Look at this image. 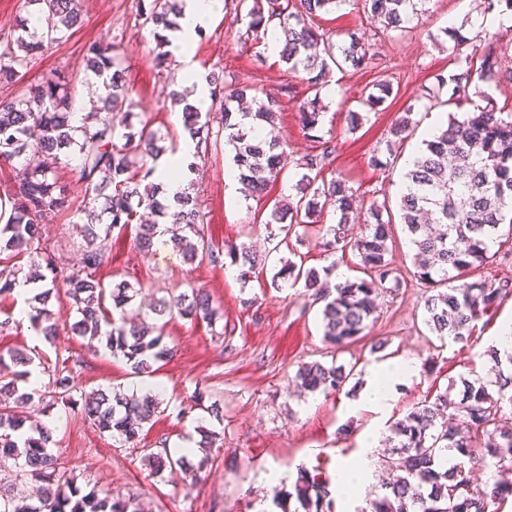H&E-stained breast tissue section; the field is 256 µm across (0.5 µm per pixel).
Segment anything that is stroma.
I'll use <instances>...</instances> for the list:
<instances>
[{"label": "stroma", "mask_w": 512, "mask_h": 512, "mask_svg": "<svg viewBox=\"0 0 512 512\" xmlns=\"http://www.w3.org/2000/svg\"><path fill=\"white\" fill-rule=\"evenodd\" d=\"M82 25L67 32L41 56L26 74L25 84L41 81L50 71L77 73L76 101L96 102L98 79L85 68L86 47L94 42L112 44L124 52L128 78L135 90L134 111L162 133H181L167 102L170 80L156 67L151 47L153 29L140 16V0H80ZM430 11L411 32L402 37L371 35L372 63L361 70L335 72L336 98L326 100L323 129L336 144L330 176L346 181L363 204L375 200L396 203L404 172V157L390 167L377 169L370 158L389 134L395 118L413 108L418 125L411 139L420 144L427 109L448 99L450 85L439 78L454 67L443 28L455 26L464 36H473L466 26L470 0H431ZM242 23L231 15H217L197 36L192 48L200 73L223 72L225 80L257 89L278 92L291 85L293 94L285 98L277 119L281 135L294 155L313 148L299 121V106L307 98L306 86L289 73L278 54L256 55L243 48L239 37ZM383 78L390 79L398 92L380 111L370 113L357 130H349L347 112L355 108L361 92ZM224 155L208 158L200 171V199L206 214L207 232L216 244L227 242L252 245L266 256L264 267L256 269L248 281H240L227 268L186 263L173 251L143 253L134 248L133 230L119 234L112 246V259L97 273L104 285L127 279L143 283L141 298L151 303L170 289H185L187 283L207 288L220 304L222 328L206 322L175 317L165 326L174 355L161 363L152 375L163 389L161 413L145 425L137 448L120 446L110 434L99 432L85 420L80 409L66 408L51 399L40 404L37 418L54 427V453L60 454L75 482L84 489H96L114 498H137L146 512H254L265 504L268 512H281L273 502L276 488H289L299 468L322 472L331 478L340 459H356L364 436L371 430L387 434L388 427L414 404L448 391L458 393L462 379H493V362L488 355L495 346V329L512 317V295L476 321L468 346L455 343L435 347L422 323L426 289L408 282L396 292L381 293L376 319L361 338L336 349L323 340L322 305L314 288L297 284L275 288L271 277L279 258L288 257L286 246L272 236L265 216L274 200L288 195L296 181L293 171H285L261 201L243 200L228 193L224 184ZM42 246L54 253L64 268L76 265L84 242L71 218L62 214L47 224ZM306 267H331L328 284L358 277L360 269L353 254L331 262L313 242L298 245ZM384 342L383 351H373L375 342ZM15 346L36 348L47 359L67 353L79 360L76 381L82 392L115 387L124 390L136 385L122 361L89 348L86 339L61 332L55 343L35 341L26 327L0 334V349ZM415 359L419 370L407 384L399 386L392 409L386 417L356 409L367 371L373 365L398 359ZM336 362L351 367L353 374L342 391L325 395L301 393L293 386L301 363ZM204 390L207 402H218L223 421L192 410L195 390ZM217 432L212 460L199 473L176 469L153 474L145 465V454L160 446L179 447L194 435L196 426ZM390 448L378 445L373 452V469L361 482L332 489L331 512H360L367 499L380 493L389 470ZM277 485H270V476Z\"/></svg>", "instance_id": "stroma-1"}]
</instances>
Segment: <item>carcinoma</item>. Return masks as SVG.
<instances>
[{
	"label": "carcinoma",
	"mask_w": 512,
	"mask_h": 512,
	"mask_svg": "<svg viewBox=\"0 0 512 512\" xmlns=\"http://www.w3.org/2000/svg\"><path fill=\"white\" fill-rule=\"evenodd\" d=\"M430 0H224V9L245 24L244 41L253 49L267 46L272 21H278L284 36L279 51L288 70L301 76L313 96L300 107V122L315 139V149L294 158L288 143L276 129L282 98L259 93L249 85L226 83L214 72L206 76L210 106L204 112L189 103L190 92L173 90L172 103L181 107L182 134L195 141L188 174L199 171L209 152L221 146L231 148L238 168L239 193L246 200H260L288 166L302 172L288 198L274 202L266 224H278L284 236L315 240V247L329 257L353 253L364 277L318 289L323 303V340L343 348L361 338L375 319L378 291L391 284L399 290L404 279L389 258L394 215L407 230L415 247L413 277L430 295L424 302V325L439 340L467 345L472 323L512 293V276L494 280L471 279L490 258L491 245L500 237L512 240V111L506 112L493 98L480 92L481 103L469 95L475 81L489 82L502 72V59L492 51L477 56L463 54L470 39L453 27L443 33L453 41L452 53L461 67L448 75L456 111L448 113L447 127L424 148L405 173L408 191L400 195L397 212L390 204L369 205L370 219L352 237L349 224L357 214V195L344 180L322 179L335 159L333 138L315 134L323 117L320 89L330 70H357L367 64L369 37L351 32L349 42L337 43L312 26L322 13L344 6L360 7L367 18L379 22L385 31L404 33L429 12ZM38 16L39 27L22 18L15 28L0 33V87L19 91L0 97V158L13 160L32 152L42 160L35 166L22 164L13 180L0 182V303L14 298L15 287L34 285L25 299L30 328L35 335L53 343L59 334V320L50 309L52 300L64 294L74 311L70 331L88 338L96 351L102 350L129 366L135 377L151 376L156 365L173 355L165 342L162 320L180 316L202 320L208 325L219 318L218 307L201 287L160 299L149 308L155 323L130 322L127 309L139 294L140 284L121 281L106 288L96 274L112 253V231L136 225L133 245L152 250L153 238L162 224L174 225L169 242L187 262L207 261L224 265V257L239 267L247 280L262 258L251 247L219 246L205 232V214L196 179L188 180L181 195L169 200L159 181V161L176 153L178 141L166 139L149 121L132 119L136 114L126 81L125 57L111 45L92 43L87 47L86 70L102 80L103 94L94 111L72 124L76 77L52 71L42 81L21 88L22 79L36 60L64 31L81 23L78 0H26ZM484 10L512 19V0H484ZM180 0H147L140 6L144 22L153 25L151 52L159 68L171 66L168 33L179 28ZM394 91L393 84L380 79L372 90L357 100L358 110L348 112L349 130L361 125L364 116L376 111ZM414 121L406 111L390 128L384 147L371 157L379 169L388 159L401 154L411 135ZM71 166L77 180L85 185L84 204L75 208L65 185L53 176L60 163ZM336 217L323 223V213ZM68 212L80 228L85 242L80 266L66 273L55 256L41 247V228L57 214ZM508 226L502 232V226ZM336 262L318 271L304 268V262L287 259L272 277V285L287 279L303 280L311 286L320 274H329ZM36 354L23 349L0 351V468L11 463L16 479L0 482V512H141L134 499L101 497L74 484L62 457L50 450L54 429L30 420L26 411L50 393L65 407L80 406L81 412L99 431L119 438L122 445L135 446L145 424L162 404L161 392L146 384L130 393L98 390L75 397L78 387L70 355L56 354L47 370L46 385L21 387L27 381ZM352 370L343 364L327 366L318 361L299 366L295 382L304 392L336 393L343 389ZM459 399L439 393L434 399L416 403L401 419L392 422L390 432L397 441V461L389 464L396 472L382 485L383 492L370 499L361 512H495V506L512 497L511 482H497L490 491L471 486L464 466L440 465L445 452L480 463L494 461L501 470H512V415L503 412L501 401L512 392V372L495 373L496 393L476 378L461 380ZM144 461L154 473L179 468L194 471L198 464L189 454L171 455L167 448L150 452ZM32 479L42 483L37 502L28 504L17 491V482ZM329 490L318 475L298 471L292 490L275 493L282 505L295 500L294 512H331L327 509Z\"/></svg>",
	"instance_id": "obj_1"
}]
</instances>
